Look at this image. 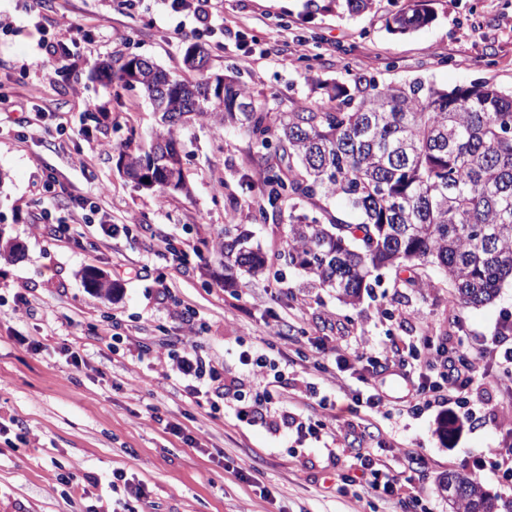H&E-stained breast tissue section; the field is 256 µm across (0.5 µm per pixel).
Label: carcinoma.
Instances as JSON below:
<instances>
[{"label": "carcinoma", "mask_w": 512, "mask_h": 512, "mask_svg": "<svg viewBox=\"0 0 512 512\" xmlns=\"http://www.w3.org/2000/svg\"><path fill=\"white\" fill-rule=\"evenodd\" d=\"M431 21L424 9L392 15L387 29L406 34ZM134 59L105 63L115 89L139 86L146 95L171 84L155 133L157 153L121 155L129 175L151 170L160 191L187 193L186 180L173 190L161 171L178 153L177 134L199 120L238 125L260 150L263 204L288 202V235L278 253L303 271L312 288H332L348 305L372 287L383 268H438L464 308L496 297L512 280V90L483 82L448 91L421 80L393 84L358 76L353 84L326 87L331 104L293 112H268L235 76H225L224 100L203 72L176 78L159 67L129 80ZM338 198L361 216L352 224L322 209L327 223L301 205ZM229 271L255 275L268 258L250 244L238 224L224 225L212 240ZM85 287L101 297L114 290L96 267L81 272ZM452 512H494L495 505L474 475L455 471L439 478Z\"/></svg>", "instance_id": "1"}]
</instances>
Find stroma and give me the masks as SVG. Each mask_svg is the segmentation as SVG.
<instances>
[{
  "label": "stroma",
  "instance_id": "obj_1",
  "mask_svg": "<svg viewBox=\"0 0 512 512\" xmlns=\"http://www.w3.org/2000/svg\"><path fill=\"white\" fill-rule=\"evenodd\" d=\"M0 0V236L18 243L0 259V512H417L410 501L346 487L357 451L378 454L391 469L410 470L431 512H451L438 480L486 461L484 490L498 512H512V488L497 477L495 449L512 448V381H480L472 413L453 398L419 412L403 373L417 336L448 347L460 335L494 336L512 311V284L489 303L452 305L437 270L429 288L401 287L402 273L381 280L347 305L334 291L309 288L303 274L275 261L288 234V214L259 215V150L239 129L197 121L181 128L189 194L160 198L136 187L122 152L152 145L159 116L141 89L115 92L102 63L150 59L186 75L184 55L196 44L213 75L236 74L271 112L326 102L325 85L364 75L386 83L421 80L443 89L486 82L512 88V0H374L370 11L343 14L336 0H213L224 17L222 41L196 39L192 10L171 13L162 0ZM427 9L432 20L393 34V14ZM81 24L71 42L60 14ZM186 28L173 38L176 24ZM70 42L60 73L35 69L40 32ZM250 64H242V56ZM35 127L18 129L21 113ZM92 127L89 138L73 133ZM65 190L53 208L61 238L41 224L46 175ZM106 187L97 195V187ZM97 195L113 224L131 236H101L97 223L74 219L67 193ZM240 224L272 256L269 272L224 283V262L203 238ZM93 266L115 289L103 299L80 272ZM349 348L385 351L386 369L347 374L370 378L385 399L380 412L352 413L336 386L337 339ZM263 348L268 367L253 375L241 355ZM329 357L317 364L316 349ZM208 357L231 388L294 397L290 416L319 422L311 434L237 417L233 404L212 407L214 385L185 392L177 359ZM81 361L73 363L71 352ZM460 428L442 438L443 419ZM180 434H173L172 426ZM414 453L407 463L406 453ZM131 485L144 487L142 498Z\"/></svg>",
  "mask_w": 512,
  "mask_h": 512
}]
</instances>
